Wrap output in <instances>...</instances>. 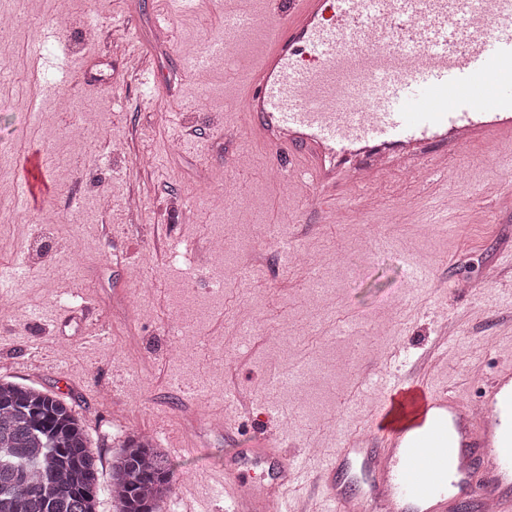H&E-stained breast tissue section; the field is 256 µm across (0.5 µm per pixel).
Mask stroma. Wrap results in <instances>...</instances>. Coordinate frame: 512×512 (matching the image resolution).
<instances>
[{"mask_svg":"<svg viewBox=\"0 0 512 512\" xmlns=\"http://www.w3.org/2000/svg\"><path fill=\"white\" fill-rule=\"evenodd\" d=\"M224 2L190 0L163 45L152 29L165 0H69L63 19L55 0H0L14 15L0 46V379L72 407L101 483L127 433L155 438L194 474L208 512H224V471L251 437L275 435L292 456L332 452L343 428L375 417L386 398L360 377L408 378L406 357L433 349L432 386L474 401L512 366V206L499 200L512 147L472 145L423 190L390 177L364 206L345 182L328 210L311 185L285 190L237 97L269 20L227 59L191 66L223 30ZM89 22L100 41H84ZM38 50L55 95L39 96L32 79ZM88 111L87 136L68 138ZM34 155L51 192L15 199ZM215 193L227 196L220 214L200 206ZM103 194L107 212L95 208ZM219 232L242 267L213 295L206 278L221 259L173 248ZM287 248L299 264L284 263ZM184 342L192 353L181 359ZM216 407L228 429L206 427Z\"/></svg>","mask_w":512,"mask_h":512,"instance_id":"35a3bbf8","label":"stroma"}]
</instances>
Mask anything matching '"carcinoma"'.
I'll use <instances>...</instances> for the list:
<instances>
[{
    "label": "carcinoma",
    "mask_w": 512,
    "mask_h": 512,
    "mask_svg": "<svg viewBox=\"0 0 512 512\" xmlns=\"http://www.w3.org/2000/svg\"><path fill=\"white\" fill-rule=\"evenodd\" d=\"M176 474L145 437L112 461L119 512H159ZM99 458L72 408L40 389L0 380V512H99Z\"/></svg>",
    "instance_id": "cac0c4a2"
}]
</instances>
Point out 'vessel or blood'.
Segmentation results:
<instances>
[{
    "instance_id": "vessel-or-blood-1",
    "label": "vessel or blood",
    "mask_w": 512,
    "mask_h": 512,
    "mask_svg": "<svg viewBox=\"0 0 512 512\" xmlns=\"http://www.w3.org/2000/svg\"><path fill=\"white\" fill-rule=\"evenodd\" d=\"M278 19L240 91L247 128L324 200L350 181L363 200L389 175L416 186L478 142L512 144V0H268ZM372 385L423 403L418 432H352L317 479L332 512H448L458 498L512 512V368L478 404L383 372ZM245 467L271 483L224 475V512H266L299 459L268 442Z\"/></svg>"
}]
</instances>
